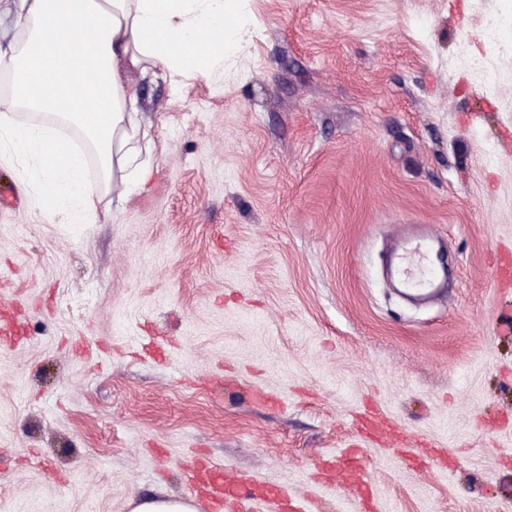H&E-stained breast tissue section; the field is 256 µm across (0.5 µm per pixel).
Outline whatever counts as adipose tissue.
I'll return each instance as SVG.
<instances>
[{
    "mask_svg": "<svg viewBox=\"0 0 512 512\" xmlns=\"http://www.w3.org/2000/svg\"><path fill=\"white\" fill-rule=\"evenodd\" d=\"M17 26L0 51V74L11 78L0 101V165L20 164L38 201L65 207L78 224L102 196L144 188L153 176L155 136L139 118L132 75L209 76L238 17L236 0H19ZM21 110L46 121L18 123ZM59 123L75 127L88 151L56 137Z\"/></svg>",
    "mask_w": 512,
    "mask_h": 512,
    "instance_id": "obj_1",
    "label": "adipose tissue"
}]
</instances>
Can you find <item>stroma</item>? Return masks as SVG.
Segmentation results:
<instances>
[{
  "mask_svg": "<svg viewBox=\"0 0 512 512\" xmlns=\"http://www.w3.org/2000/svg\"><path fill=\"white\" fill-rule=\"evenodd\" d=\"M212 76L133 77L147 187L91 224L0 208V512H132L200 458L359 512H512V0H237ZM496 18L497 28L486 22ZM436 233L455 276L415 303L395 240ZM377 410L436 469L355 426ZM338 464L344 470L354 472V486L358 497H365L372 491L371 481L374 480L368 463L363 456L356 454V448H350L346 454L338 457Z\"/></svg>",
  "mask_w": 512,
  "mask_h": 512,
  "instance_id": "35a3bbf8",
  "label": "stroma"
}]
</instances>
